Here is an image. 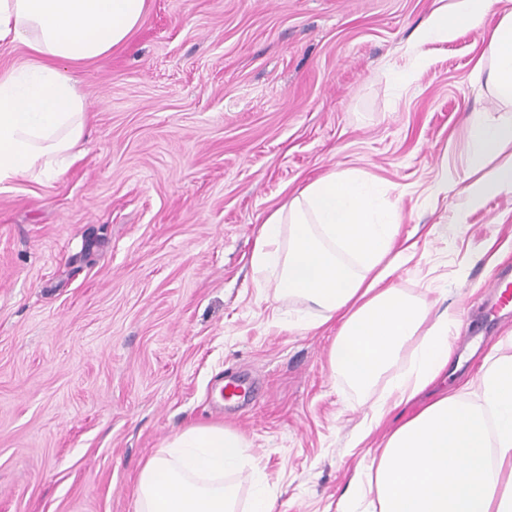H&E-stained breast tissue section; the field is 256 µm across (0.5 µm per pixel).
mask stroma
Listing matches in <instances>:
<instances>
[{
    "mask_svg": "<svg viewBox=\"0 0 512 512\" xmlns=\"http://www.w3.org/2000/svg\"><path fill=\"white\" fill-rule=\"evenodd\" d=\"M438 5L147 0L124 48L72 70L81 159L0 185V512H134L145 460L198 423L245 440L274 512H365L351 479L429 401L358 442L414 346L355 389L330 366L337 325L297 328L307 304L250 263L264 219L334 170L399 187L416 247L391 281L450 311L453 334L477 328L437 386L478 400L485 354L512 356V309L484 302L512 263V195L453 222L467 117L499 115L474 68L483 37L425 45L414 80L390 77ZM229 378L246 399L221 398Z\"/></svg>",
    "mask_w": 512,
    "mask_h": 512,
    "instance_id": "stroma-1",
    "label": "stroma"
}]
</instances>
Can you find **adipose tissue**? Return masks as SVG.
Returning <instances> with one entry per match:
<instances>
[{"label": "adipose tissue", "mask_w": 512, "mask_h": 512, "mask_svg": "<svg viewBox=\"0 0 512 512\" xmlns=\"http://www.w3.org/2000/svg\"><path fill=\"white\" fill-rule=\"evenodd\" d=\"M502 2L450 0L419 28L408 55L421 62L427 44L490 28L485 86L512 107V9ZM145 10L146 0H0V41L23 44L33 56L0 72V183L53 180L77 161L86 104L66 68L124 46ZM468 142L461 225L489 198L512 194V117L472 113ZM394 190L367 175L329 172L267 216L251 257L255 273L274 275L275 297L313 308L306 329L339 322L331 366L357 387L369 388L416 341L411 368L373 404L365 438L392 407L433 385L453 354L447 313L433 314L389 283L411 251L396 244ZM486 361L479 401L449 389L379 448L368 473L378 512H512V357L491 353ZM246 456L236 433L189 426L144 463L135 512H234L236 488L224 476Z\"/></svg>", "instance_id": "obj_1"}]
</instances>
